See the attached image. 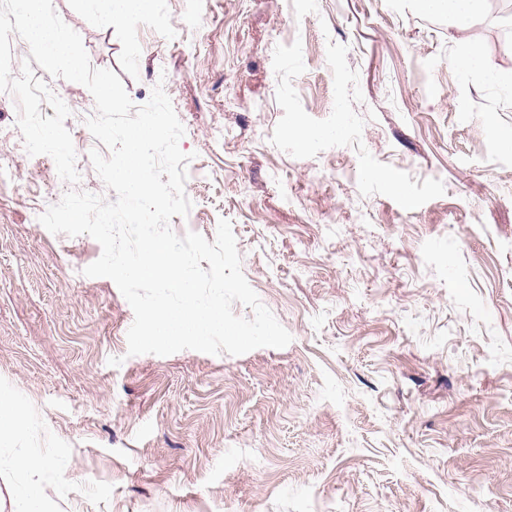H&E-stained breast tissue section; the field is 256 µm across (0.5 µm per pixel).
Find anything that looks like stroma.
I'll return each instance as SVG.
<instances>
[{"mask_svg": "<svg viewBox=\"0 0 512 512\" xmlns=\"http://www.w3.org/2000/svg\"><path fill=\"white\" fill-rule=\"evenodd\" d=\"M92 67L144 104L162 85L196 179L191 226L231 221L242 271L291 334L240 356H128L134 312L88 277L100 244L50 233L51 157L0 93V512L11 461L48 459L52 512H512V38L483 63L412 0H156L113 24L53 0ZM196 24L182 28L188 10ZM69 107L81 190L89 90ZM121 358L113 367L109 358ZM482 50L476 42L460 39L457 42V51L454 64L457 69L468 72L482 64Z\"/></svg>", "mask_w": 512, "mask_h": 512, "instance_id": "obj_1", "label": "stroma"}]
</instances>
